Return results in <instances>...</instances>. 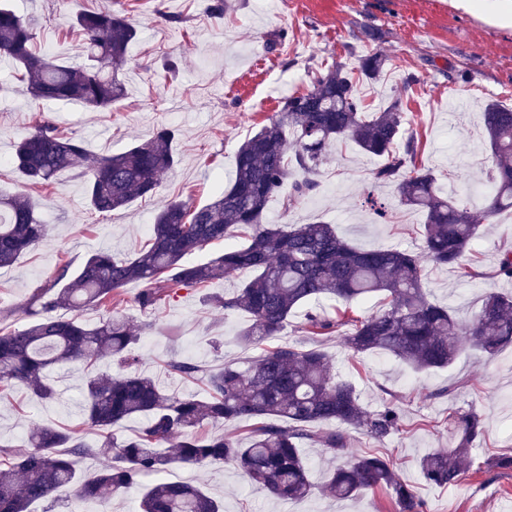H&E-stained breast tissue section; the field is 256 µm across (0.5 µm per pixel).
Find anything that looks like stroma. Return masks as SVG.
<instances>
[{"label":"stroma","instance_id":"stroma-1","mask_svg":"<svg viewBox=\"0 0 512 512\" xmlns=\"http://www.w3.org/2000/svg\"><path fill=\"white\" fill-rule=\"evenodd\" d=\"M229 2L230 9L219 18L210 14L209 0H10L18 12L38 18V48L70 64L85 60L82 40L71 27L82 10L127 9L138 33L119 74L126 97L105 112L73 103L37 108L13 68L0 67V193L27 190L8 159L14 142L42 118L81 137L97 155L122 151L160 127H174L178 164L162 176L154 198L104 216L90 211L86 182L77 170L61 172L56 188L31 191L49 233L13 266L0 269V327L28 323L27 302L59 262L79 266L97 249L132 255L147 240L161 205L171 200L207 203L232 176L238 143L267 124L285 97L307 91L308 68L336 62L353 70L362 55L375 49L391 57L392 67L380 80L358 84L368 111L401 96L403 127L420 140L418 164L433 170L442 191L468 208H482L481 176L495 157L481 111L491 101L512 107V0H474L471 9L466 0H273L269 7L262 0ZM282 31L286 40L271 47L273 35ZM168 56L178 63L176 74L162 68ZM407 71L417 77L408 89L401 84ZM378 164L354 143L338 144L321 170L317 191L287 208L272 198L266 222H326L363 249L421 251L424 216L399 206L392 186L375 183ZM370 193L387 203V219L365 206ZM510 250L512 212L503 211L481 227L471 246V276L426 267L431 300L468 320L486 292L507 288V281L494 278L493 272L498 256ZM247 278L237 273L148 310L137 303L142 283L122 288L111 311L140 328L134 349L140 369L173 395L201 397L203 383L170 373L171 359H189L206 369L227 363L243 367L255 360L259 349L236 341L249 317L203 301L207 295H232ZM302 323V315L290 317L281 340L324 349L333 372L355 385L367 410L392 403L402 412L401 431L380 444L354 435L353 453L374 450L389 457L426 512H512V471L486 467L490 457L512 454V348L491 360L467 348L448 368L416 372L387 355L354 354L333 336H305ZM51 378L59 393L51 401L34 402L20 389L0 393V448L23 450L35 424L74 428L88 445L100 443V431L83 423L80 413L82 368L59 366ZM471 407L485 425L471 451L473 466L457 485L426 482L421 457L455 446L457 433L448 416ZM304 455L314 489L295 502L252 487L229 464L204 469L175 465L169 475L200 484L223 502L224 512H395L388 490L380 486L350 499L324 494L321 485L333 458L313 447L305 448Z\"/></svg>","mask_w":512,"mask_h":512}]
</instances>
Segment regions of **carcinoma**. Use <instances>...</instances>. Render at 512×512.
<instances>
[{"label": "carcinoma", "mask_w": 512, "mask_h": 512, "mask_svg": "<svg viewBox=\"0 0 512 512\" xmlns=\"http://www.w3.org/2000/svg\"><path fill=\"white\" fill-rule=\"evenodd\" d=\"M38 25V19L0 6V54L18 65L16 79L34 100L76 102L99 111L125 97L118 71L136 37L125 13L76 15L86 55L81 66L37 50ZM388 62L381 51H372L361 57L359 75L376 81ZM309 80L307 93L288 97L275 118L238 144L233 176L217 196L202 206L165 204L146 244L132 256L97 252L75 271L70 263H60L28 302L33 321L0 329V392L22 388L37 402L53 400L56 391L48 369L79 363L86 369L84 413L104 433L92 448L73 429L39 424L29 431L24 452L0 449V512H37L40 504L64 492L103 502L146 473L159 478L143 489L138 512H224V504L201 487L161 477L173 464H232L270 495L302 500L312 491L301 452L307 443L340 459L322 486L324 493L346 499L383 485L396 512H424L423 501L390 460L350 452L351 429L379 443L400 431L398 408L389 404L376 412L366 410L356 387L332 374L324 351L282 341L245 368L226 364L216 371L172 360L173 371L201 377L208 391L204 399L182 398L135 368L138 358L129 354V347L140 334L127 318L111 314L91 326L77 316L84 308L112 306L130 282L145 284L138 304L147 309L180 290L203 288L245 271L250 278L233 296L207 297L214 308L251 317V324L237 334L245 346L278 335L302 309L307 310L303 329L308 335L336 333L356 353L390 355L416 371L448 367L466 344L490 358L512 346V294L486 293L464 324L429 299L422 279L426 260L468 275L464 259L480 225L512 209V108L490 102L482 111L496 164L484 179L486 205L475 213L444 195L432 170L416 165L420 142L403 130L400 97H391L377 112L366 111L353 72L335 63L315 68ZM175 137L176 130L164 126L120 153L100 156L90 153L80 138L41 120L16 142L9 164L36 189L54 184L65 170L81 168L89 206L103 214L157 192L161 176L178 163ZM346 140L380 158L375 182L393 186L401 205L423 214V254L360 249L324 222H264L270 200L288 179L294 178L292 197L309 195L331 149ZM235 233L244 244L205 262L185 261ZM45 235L46 224L30 195L0 196V268L13 265ZM378 294L383 296L381 309L360 315L353 308L355 301ZM323 299L336 302L335 317L310 310ZM105 360L115 362L118 371L98 370ZM134 418L141 419L134 435L114 432ZM237 422L252 424L244 443L228 434L197 433L205 424ZM326 423L337 428L325 429ZM456 427L454 447L420 459L423 478L431 484H458L473 445L484 434V420L473 408L457 417ZM174 436L180 437L176 448H160ZM86 456L102 457L105 463L80 476L74 459Z\"/></svg>", "instance_id": "obj_1"}]
</instances>
